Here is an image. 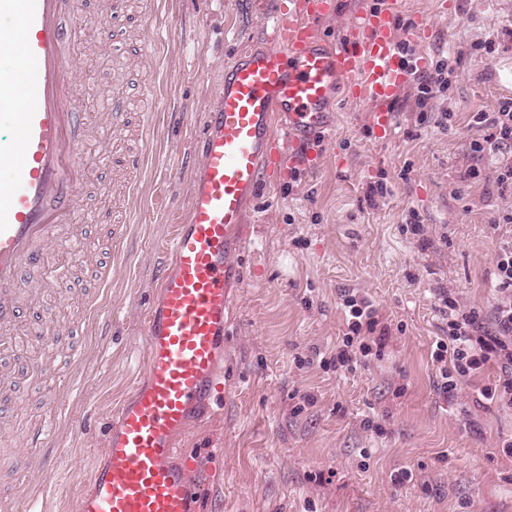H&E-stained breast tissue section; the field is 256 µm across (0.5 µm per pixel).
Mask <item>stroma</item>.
Returning a JSON list of instances; mask_svg holds the SVG:
<instances>
[{
  "instance_id": "obj_1",
  "label": "stroma",
  "mask_w": 512,
  "mask_h": 512,
  "mask_svg": "<svg viewBox=\"0 0 512 512\" xmlns=\"http://www.w3.org/2000/svg\"><path fill=\"white\" fill-rule=\"evenodd\" d=\"M279 0H161L155 20L135 13L115 25L127 39L76 53L80 86H92L105 120L112 88L156 83L160 110L147 169L135 194L126 243L107 245L104 192L120 165L111 138L92 133L74 227L47 247L39 306L19 348L1 354L0 467L26 448L30 423L54 408L62 447L49 449L16 498L38 495L45 512H74L80 485L103 443L97 428L145 368L143 317L174 225L189 203L191 155L223 65L261 43ZM386 7L399 41L415 17L428 24L419 52L449 56L446 96L427 110L410 83L393 106L397 126L379 137L369 104L338 96L317 163L271 177L246 224L244 278L233 290L224 352V397L181 441L203 485L201 512H512V408L477 405L475 387L497 384L491 366L476 385L444 396L432 353L448 332L443 295L490 316L493 258L512 244V187L497 171L512 147L471 149L476 112L512 99V0H339L321 19L326 41L343 42L353 16ZM155 46L135 55L136 38ZM450 120H443V113ZM478 169L475 179L464 173ZM381 181L385 197L369 199ZM425 240L408 232L410 221ZM377 307L388 328L380 354L350 369L331 363L346 331L345 296ZM409 471L410 480L391 477Z\"/></svg>"
}]
</instances>
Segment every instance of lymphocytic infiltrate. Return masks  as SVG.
I'll return each instance as SVG.
<instances>
[{
    "label": "lymphocytic infiltrate",
    "instance_id": "f902f5d3",
    "mask_svg": "<svg viewBox=\"0 0 512 512\" xmlns=\"http://www.w3.org/2000/svg\"><path fill=\"white\" fill-rule=\"evenodd\" d=\"M476 126L487 129L483 138L473 140V152L484 153L494 143H512V101L502 102L498 111L475 113ZM499 281L492 310L493 331H486L480 312L461 306L452 297H443L448 311V336L437 341L433 358L439 367L442 393L451 394L487 364H496L502 373L498 385L481 389L484 399L512 407V246L501 249L493 259ZM348 311L349 334L336 347V364L351 365L367 356L372 346L383 345L376 308L365 300L349 296L343 301Z\"/></svg>",
    "mask_w": 512,
    "mask_h": 512
}]
</instances>
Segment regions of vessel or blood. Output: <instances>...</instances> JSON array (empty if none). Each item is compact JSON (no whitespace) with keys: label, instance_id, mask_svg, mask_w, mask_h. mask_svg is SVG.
<instances>
[{"label":"vessel or blood","instance_id":"obj_1","mask_svg":"<svg viewBox=\"0 0 512 512\" xmlns=\"http://www.w3.org/2000/svg\"><path fill=\"white\" fill-rule=\"evenodd\" d=\"M13 22L0 44L19 45L15 70L0 71V344L15 346L30 312L25 287L45 249L79 207L85 170L79 146L88 115L71 48L86 44L78 0H12ZM334 0H287L261 44L241 47L216 88L193 152L188 215L176 225L170 258L143 320L142 381L109 415L104 453L78 494V512H200L178 448L193 421L224 390V348L232 289L243 277L244 228L265 177L306 165L316 137L332 130L329 103L339 89L372 106L380 132L395 125L392 106L427 58L405 63L388 10L355 15L347 39L325 41L317 22ZM151 82L140 114L114 92L113 138L148 125ZM146 141L129 147L112 192L113 233L125 236L130 188L140 181Z\"/></svg>","mask_w":512,"mask_h":512}]
</instances>
